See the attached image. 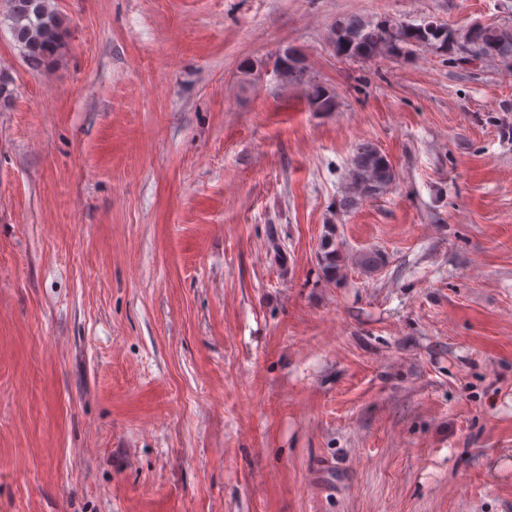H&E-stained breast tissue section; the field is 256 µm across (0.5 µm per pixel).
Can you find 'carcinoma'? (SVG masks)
<instances>
[{"instance_id":"carcinoma-1","label":"carcinoma","mask_w":512,"mask_h":512,"mask_svg":"<svg viewBox=\"0 0 512 512\" xmlns=\"http://www.w3.org/2000/svg\"><path fill=\"white\" fill-rule=\"evenodd\" d=\"M8 17L11 32L27 59L38 64L54 54L63 39L62 21L51 6V0H9ZM330 42L336 54L361 60L378 57L410 55L423 47L451 51L466 46L477 58L489 57L512 63V32L506 29L470 25L459 29L444 27L441 34H429L420 26L391 19L377 22L350 16L337 20L331 28ZM276 68L285 82H301L303 69L296 53L288 48L278 58ZM308 105L316 111L329 112L334 95L326 88L313 85L305 90ZM394 180L393 168L376 147H357L349 172L348 196L342 206L347 208L376 195ZM343 254L336 247L334 228L326 226L321 238L319 263L324 276L333 281L342 269ZM385 262L379 252H361L354 263L372 274Z\"/></svg>"}]
</instances>
